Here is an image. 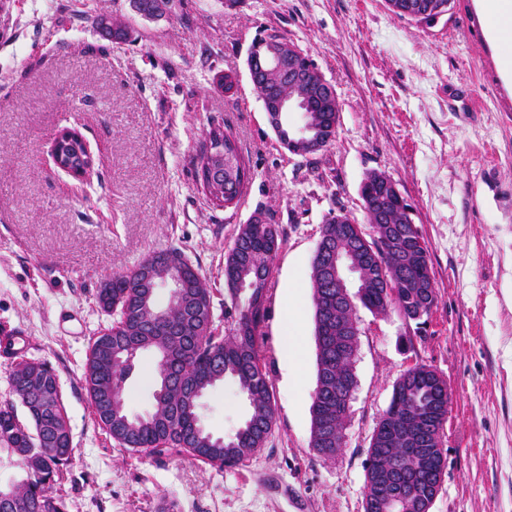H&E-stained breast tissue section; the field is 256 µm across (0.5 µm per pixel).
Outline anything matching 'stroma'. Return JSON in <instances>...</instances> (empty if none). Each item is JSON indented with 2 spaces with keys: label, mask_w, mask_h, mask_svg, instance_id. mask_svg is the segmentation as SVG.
<instances>
[{
  "label": "stroma",
  "mask_w": 512,
  "mask_h": 512,
  "mask_svg": "<svg viewBox=\"0 0 512 512\" xmlns=\"http://www.w3.org/2000/svg\"><path fill=\"white\" fill-rule=\"evenodd\" d=\"M108 15L129 30L104 39ZM295 44L336 90V136L288 151L247 66L259 35ZM235 71L234 96L215 82ZM78 124L98 159L81 183L49 163L57 130ZM236 138L250 169L238 205L202 193L194 157L210 124ZM384 173L413 209L437 303L415 336L396 311L359 310L358 388L335 459L311 446L315 373L289 387L280 312L302 290L303 340L314 348L311 263L336 213L367 222L360 189ZM265 213L282 232L258 352L275 426L233 470L120 447L97 423L81 377L89 344L113 317L97 292L118 270L180 249L213 296L217 335L234 327L224 255L239 225ZM18 354L51 363L73 453L52 494L67 512H363L371 434L396 379L415 363L448 381L447 470L430 512H512V84L502 78L474 0L431 22L400 19L384 0H169L156 19L131 0H0V332ZM413 350H406V338ZM248 404L232 381L202 400L217 436Z\"/></svg>",
  "instance_id": "1"
}]
</instances>
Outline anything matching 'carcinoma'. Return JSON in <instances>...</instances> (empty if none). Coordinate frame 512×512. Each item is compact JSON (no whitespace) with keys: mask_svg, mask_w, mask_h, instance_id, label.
Here are the masks:
<instances>
[{"mask_svg":"<svg viewBox=\"0 0 512 512\" xmlns=\"http://www.w3.org/2000/svg\"><path fill=\"white\" fill-rule=\"evenodd\" d=\"M432 0H385L387 9L400 19L407 4L427 7ZM258 81L257 91L278 92L288 98L311 100L313 84H302L285 74L248 60ZM224 137V176L233 177L231 195L206 196L218 207L240 200L249 173L233 136L219 124H211L197 155L205 158L207 141ZM386 175L367 176L363 201L387 207L385 224L371 225V243L382 244L374 267L362 266L360 275L375 280L359 293L360 307L374 315L390 310L409 315L410 306L423 301L418 288L398 285V276L413 283L435 281L428 247L420 231H412L405 208L384 196ZM279 225L252 217L239 225L233 246L224 255V283L237 315L229 336L214 334L211 292L199 269L176 248L146 258L136 268L116 272L107 288L99 289L97 302L116 314L112 326L90 345L82 382L99 425L118 445L130 451L156 456L186 454L218 469L232 468L265 447L275 425L273 392L258 355V329L267 315L266 292L271 265L281 244ZM182 282L181 294L162 307L156 289L172 277ZM316 346V387L311 397V447L323 459H333L343 448L350 404L342 397L356 386L353 364L359 341L336 359V325L351 321L353 310L336 309V285L326 278L319 257L311 267ZM153 354L156 367L153 408L145 415L128 413L123 397L127 381L141 370L142 352ZM233 381L245 396L249 412L234 434L216 438L200 428L199 403L217 384ZM11 381L17 402H0V460L11 459L23 474L0 487V512H65L64 500L51 494L50 485L62 480L71 461L72 440L61 401L59 378L46 362L22 359ZM448 418V383L428 366L416 363L393 386L390 404L374 429L370 464L365 467L363 512H428L434 494L426 486L445 473L444 452L423 465L393 472L404 448H422L427 441L437 446L439 429ZM392 476V490L412 491L396 501L377 494L378 476Z\"/></svg>","mask_w":512,"mask_h":512,"instance_id":"obj_1","label":"carcinoma"}]
</instances>
